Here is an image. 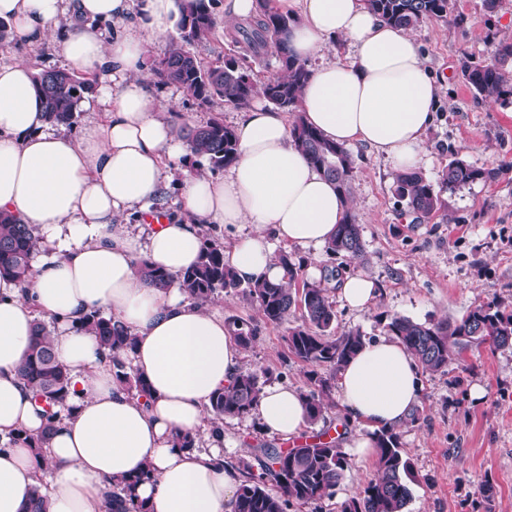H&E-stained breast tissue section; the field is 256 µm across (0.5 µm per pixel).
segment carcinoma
<instances>
[{"instance_id": "obj_1", "label": "carcinoma", "mask_w": 512, "mask_h": 512, "mask_svg": "<svg viewBox=\"0 0 512 512\" xmlns=\"http://www.w3.org/2000/svg\"><path fill=\"white\" fill-rule=\"evenodd\" d=\"M370 10L384 22L402 29H414L427 20H441L448 15L449 0H367ZM296 18L280 11L273 0H257V17L238 34L256 56L270 53L280 65V71L262 86H257L250 72L239 66L235 57L205 62L186 46L210 41L217 28L214 0H182L176 21L177 41L168 53L155 60L152 73L162 86L174 85L196 105L210 108L215 103L243 107L260 94L283 112H294L300 103L303 87L311 71L306 63L294 56L289 33ZM462 78L477 97L512 100V41L494 44L493 58L486 64L461 66ZM96 76L76 75L62 68H42L33 77V87L46 120L52 126L73 127L79 118V106L86 95L94 92ZM178 137L184 140L190 154L206 160L211 171L222 170L237 158L234 131L218 117L201 125H191L179 113L173 114ZM297 146L309 162L338 191L350 198L353 182V159L345 147L328 141L317 129L296 116L291 128ZM500 170L476 168L454 158L443 168L440 185H435L418 171L398 172L394 192L404 202L413 220L422 223L439 216L445 210L441 193L476 180H494ZM37 229L20 224L12 216L0 212V276H10L23 287L30 285V260L40 247ZM332 255L343 254L352 259L364 255L362 228L356 216L347 212L335 235L326 246ZM282 269L279 280L257 279L243 283L224 263V243L208 236L204 240L197 263L186 270L179 288L200 305L215 295L240 293L258 306L265 324L280 326L288 315L298 309L301 323L288 329V351L308 370L306 376L312 390L301 392L308 422L323 418L324 396L330 393L336 374L363 346L365 337L358 330L334 334L336 310L329 300L327 288L302 279L304 261L282 251L276 256ZM138 274L153 287H170L168 276L146 261L137 263ZM225 325L235 341L246 350L258 336L259 327L249 320L230 317ZM101 347L112 355L116 378L129 391L146 392L145 380L126 370L122 354L132 349L134 336L128 327L114 316L98 310L83 321ZM386 329L415 356L422 372L434 374L448 371L454 352L463 351L472 343H488L495 348L512 344V310L499 300H492L468 311L453 322H415L399 315L389 316ZM20 379L47 406L64 405L69 396L70 377L49 338L46 326L35 324L30 349L18 367ZM262 387L255 372H241L232 386L216 391L210 400L215 423L225 418L244 417L258 404ZM52 428L46 427L38 439L17 435L34 449L38 467L47 466L40 448L48 442ZM376 449V474L363 488L359 497L345 504L342 512H403L410 492L404 476L412 466L401 451L399 434L394 430L373 433ZM266 462L261 472L245 467L238 488L234 512H286L295 502L309 504L334 494L336 486L349 466L347 455L336 441H318L301 448L264 449ZM273 482L279 488L274 494L267 488ZM103 504V512H130L125 495L132 483L115 482Z\"/></svg>"}]
</instances>
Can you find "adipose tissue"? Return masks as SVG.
Instances as JSON below:
<instances>
[{
	"instance_id": "adipose-tissue-1",
	"label": "adipose tissue",
	"mask_w": 512,
	"mask_h": 512,
	"mask_svg": "<svg viewBox=\"0 0 512 512\" xmlns=\"http://www.w3.org/2000/svg\"><path fill=\"white\" fill-rule=\"evenodd\" d=\"M143 12L127 23L133 3ZM181 0H0V20L31 45L55 36L66 67L120 78L103 120L70 132L48 131L33 88L35 69L0 64V212L35 225L43 249L34 255L30 288L0 276V512H24L34 490L47 491V512H102L113 482L137 479L138 512H233L241 482L227 466L224 437L209 433L212 395L231 386L243 351L221 313L180 290L199 257L205 224L248 225L224 251L244 282L277 280L276 244L320 248L334 235L348 203L298 149L282 113L256 106L236 123V161L223 177L174 174L168 159L186 155L169 118L171 106L150 97L140 77L148 38L163 33ZM297 8L290 34L300 59L349 43L347 59L311 71L300 111L331 142L362 145L396 170L423 164V143L440 86L407 30L382 21L366 0H278ZM120 24L104 41L103 23ZM179 212L148 235L120 224L143 218L169 187ZM160 268L171 288L157 290L137 273L139 261ZM95 310L122 320L135 336L126 361L143 375L138 398L116 379L96 337L81 326ZM56 325L51 340L71 380L70 398L47 421L17 367L36 317ZM341 404L363 423L353 446L368 455L371 435L401 427L419 402L417 362L394 337L365 343L339 373ZM255 415L267 432L299 434L307 413L298 389H263ZM54 430L45 454L10 438ZM208 434V449L175 445L177 435Z\"/></svg>"
}]
</instances>
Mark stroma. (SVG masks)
<instances>
[{"instance_id": "35a3bbf8", "label": "stroma", "mask_w": 512, "mask_h": 512, "mask_svg": "<svg viewBox=\"0 0 512 512\" xmlns=\"http://www.w3.org/2000/svg\"><path fill=\"white\" fill-rule=\"evenodd\" d=\"M444 20L415 29L426 65L441 85L434 120L426 131L423 174L439 181L449 160L477 168H503L493 181H476L445 192L446 219L412 223L394 193L396 170L390 160L354 147L351 209L362 227L365 253L352 260L326 251L293 248L295 257L334 267L374 282L370 306L336 308V330H360L365 339L385 336V316L416 322L455 321L491 300L512 306V103L476 97L461 77L463 61L483 64L491 47L512 40V0L488 11L484 0H451ZM153 98L172 99L178 112L200 123L216 115L226 126L241 119L240 108L218 104L213 112L197 107L175 86L147 80ZM212 309L260 327L242 368L258 373L261 386L282 383L305 391L306 367L288 351L285 335L299 324L265 325L255 304L239 294H221ZM420 403L400 427L401 448L411 462L410 499L404 512H512V347L474 345L448 365L447 372L419 376ZM339 433L341 448L362 434L348 417L338 393H331L323 419L298 436L267 434L254 416L224 421V457L260 469L265 447L291 448L316 441L324 431ZM375 457L351 458L333 498L287 512H342L345 502L372 478ZM494 488L485 498L481 483Z\"/></svg>"}]
</instances>
